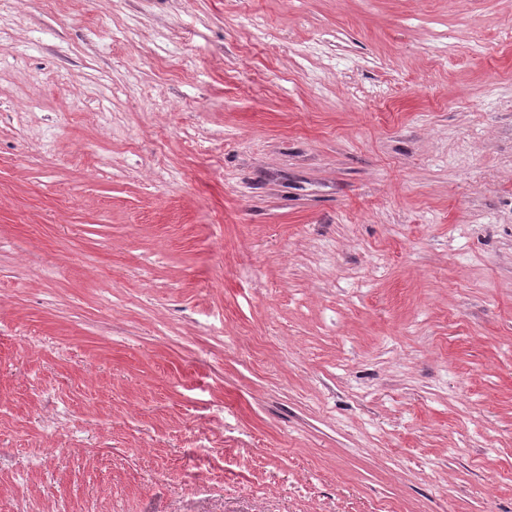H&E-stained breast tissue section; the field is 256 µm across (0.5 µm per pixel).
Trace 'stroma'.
I'll return each instance as SVG.
<instances>
[{
  "label": "stroma",
  "mask_w": 512,
  "mask_h": 512,
  "mask_svg": "<svg viewBox=\"0 0 512 512\" xmlns=\"http://www.w3.org/2000/svg\"><path fill=\"white\" fill-rule=\"evenodd\" d=\"M512 0L0 11V512H512Z\"/></svg>",
  "instance_id": "obj_1"
}]
</instances>
